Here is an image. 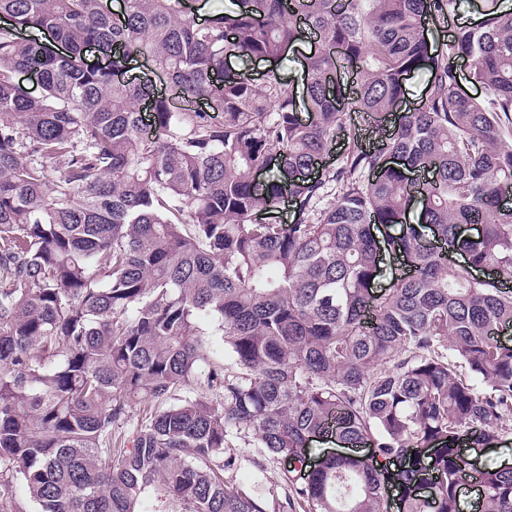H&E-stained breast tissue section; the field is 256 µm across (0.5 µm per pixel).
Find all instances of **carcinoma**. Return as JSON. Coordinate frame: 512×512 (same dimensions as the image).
<instances>
[{
	"instance_id": "obj_1",
	"label": "carcinoma",
	"mask_w": 512,
	"mask_h": 512,
	"mask_svg": "<svg viewBox=\"0 0 512 512\" xmlns=\"http://www.w3.org/2000/svg\"><path fill=\"white\" fill-rule=\"evenodd\" d=\"M235 2L0 0V512L18 481L39 512H294L227 486L226 449L302 466L318 435L350 452L293 483L302 512H462L461 448L512 434V12L435 46L462 0ZM309 34L297 93L273 63ZM475 480L512 512V466ZM188 16L195 21L215 15L224 10V8L233 7L230 0H187ZM196 22V21H195Z\"/></svg>"
}]
</instances>
